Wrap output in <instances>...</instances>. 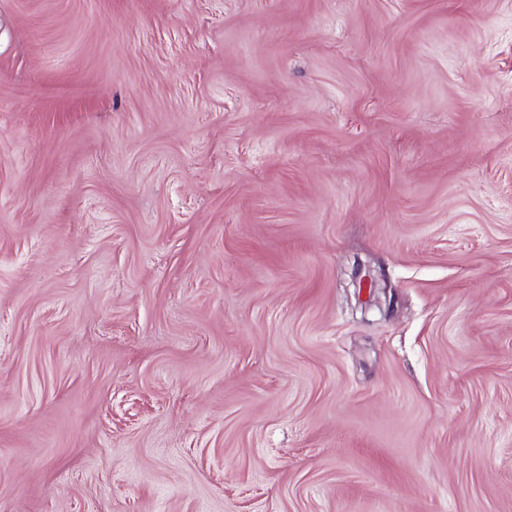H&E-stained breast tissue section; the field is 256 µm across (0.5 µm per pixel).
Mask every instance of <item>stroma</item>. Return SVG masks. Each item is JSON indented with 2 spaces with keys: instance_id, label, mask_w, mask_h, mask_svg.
Listing matches in <instances>:
<instances>
[{
  "instance_id": "1",
  "label": "stroma",
  "mask_w": 512,
  "mask_h": 512,
  "mask_svg": "<svg viewBox=\"0 0 512 512\" xmlns=\"http://www.w3.org/2000/svg\"><path fill=\"white\" fill-rule=\"evenodd\" d=\"M0 512H512V0H0Z\"/></svg>"
}]
</instances>
